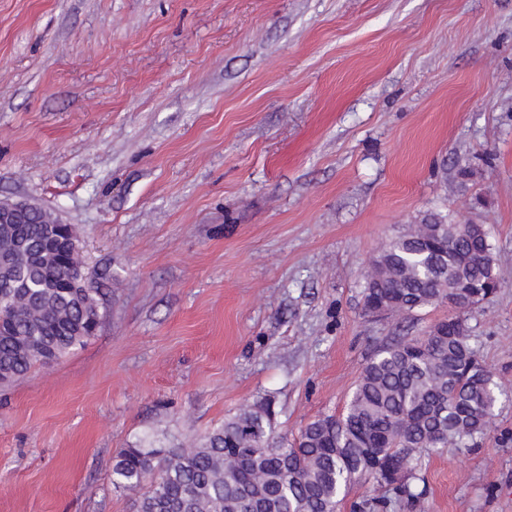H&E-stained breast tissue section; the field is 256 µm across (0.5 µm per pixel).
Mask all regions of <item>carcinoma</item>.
<instances>
[{"instance_id":"obj_1","label":"carcinoma","mask_w":512,"mask_h":512,"mask_svg":"<svg viewBox=\"0 0 512 512\" xmlns=\"http://www.w3.org/2000/svg\"><path fill=\"white\" fill-rule=\"evenodd\" d=\"M48 217L0 224V252L26 261L0 268V376L15 381L90 339L100 307L82 270L46 250ZM500 288L490 233L427 212L390 239L363 286L364 309L412 314L448 304L421 338L403 337L370 356L339 415L308 423L293 441L274 440L269 407L244 409L189 447L136 444L112 466V486L140 493L138 512H336L357 479L409 499L423 449L469 448L490 430L492 373L471 344L462 313Z\"/></svg>"}]
</instances>
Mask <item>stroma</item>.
<instances>
[{
	"label": "stroma",
	"mask_w": 512,
	"mask_h": 512,
	"mask_svg": "<svg viewBox=\"0 0 512 512\" xmlns=\"http://www.w3.org/2000/svg\"><path fill=\"white\" fill-rule=\"evenodd\" d=\"M468 178H460L461 168ZM75 225L95 336L0 386V512H135L117 453L271 400L342 414L375 348L447 305L366 315L381 247L428 211L490 230L467 314L505 391L416 501L512 512V0H0V199Z\"/></svg>",
	"instance_id": "35a3bbf8"
}]
</instances>
